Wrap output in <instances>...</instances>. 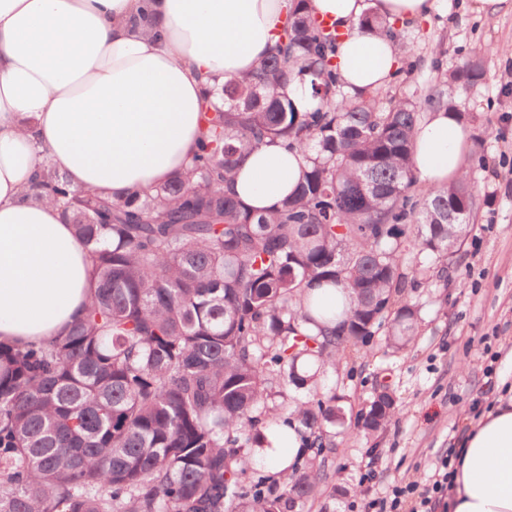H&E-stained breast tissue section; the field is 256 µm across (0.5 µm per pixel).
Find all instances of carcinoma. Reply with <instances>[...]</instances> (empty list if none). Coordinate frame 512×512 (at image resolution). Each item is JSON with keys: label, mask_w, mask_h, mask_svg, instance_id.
<instances>
[{"label": "carcinoma", "mask_w": 512, "mask_h": 512, "mask_svg": "<svg viewBox=\"0 0 512 512\" xmlns=\"http://www.w3.org/2000/svg\"><path fill=\"white\" fill-rule=\"evenodd\" d=\"M298 0L276 53L224 82L223 110L204 97V137L191 166L114 203L42 168L33 197L56 203L88 248L93 295L49 343H0V512H303L317 495L314 464L248 481L254 448L307 447L345 424L347 397L310 387L317 371L369 343L415 336L417 309L394 297L414 271L443 272L476 206L463 175L420 199L411 145L421 106L341 92L337 35ZM311 76L321 104L298 112L283 89ZM483 77L478 56L451 80ZM299 150L295 192L266 213L225 189L266 142ZM458 211L448 223V209ZM340 289L324 307L315 286ZM295 396L271 404L269 388ZM395 411L383 390L357 418L376 436Z\"/></svg>", "instance_id": "1"}]
</instances>
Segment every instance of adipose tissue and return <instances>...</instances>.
Returning a JSON list of instances; mask_svg holds the SVG:
<instances>
[{"instance_id":"obj_1","label":"adipose tissue","mask_w":512,"mask_h":512,"mask_svg":"<svg viewBox=\"0 0 512 512\" xmlns=\"http://www.w3.org/2000/svg\"><path fill=\"white\" fill-rule=\"evenodd\" d=\"M150 4L153 29L135 24ZM434 0H308L342 37L336 67L348 93H372L401 66L374 15L427 18ZM292 0H0V342H49L80 317L91 261L58 206L25 199L49 164L71 186L122 199L185 169L199 143L201 97L255 71ZM468 133L455 113L429 112L412 145L413 173L443 186L466 171ZM305 168L298 151L264 144L227 184L264 211ZM448 512H512V397L471 421L448 489Z\"/></svg>"}]
</instances>
